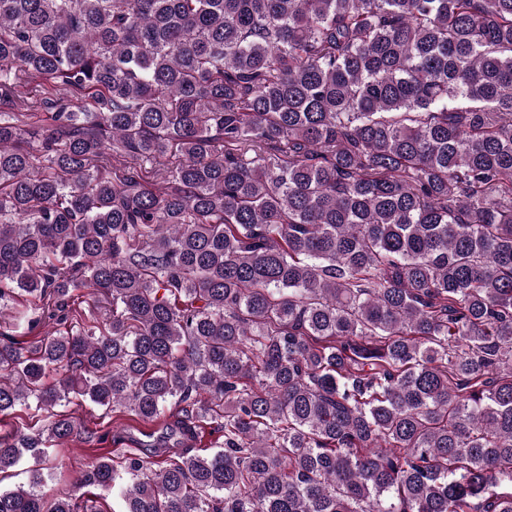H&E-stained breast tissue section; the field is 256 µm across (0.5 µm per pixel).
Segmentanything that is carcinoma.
<instances>
[{"mask_svg":"<svg viewBox=\"0 0 512 512\" xmlns=\"http://www.w3.org/2000/svg\"><path fill=\"white\" fill-rule=\"evenodd\" d=\"M14 308L0 512H512V0H0ZM71 407L77 410V414L86 420L91 428H98L99 425L95 426V424L102 423L100 426H108L112 432L108 441L103 444L88 445L78 441H70L62 446L49 448L48 465L55 467L53 471L54 481L52 484H49V487L55 489L69 488L77 472L92 460L94 454L104 452L111 448H138L140 447L138 442L151 440L141 435V432H155V437L160 435L169 415L168 412H165V415H162L159 419L149 424L132 421L130 418L133 417L129 416L127 420L122 421L124 426H119L118 424V427H116L117 424L112 423V417L101 419L103 410L89 402L83 404L82 407L74 405ZM123 428L124 431L122 430ZM115 434L122 437L120 439L121 441L116 444L111 440V436L113 437ZM98 448L102 449L100 450Z\"/></svg>","mask_w":512,"mask_h":512,"instance_id":"cac0c4a2","label":"carcinoma"}]
</instances>
